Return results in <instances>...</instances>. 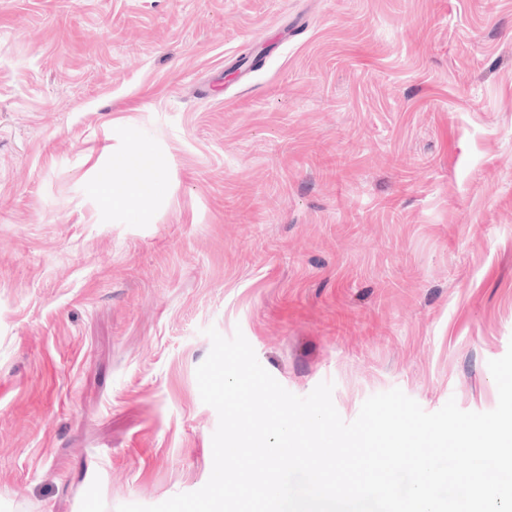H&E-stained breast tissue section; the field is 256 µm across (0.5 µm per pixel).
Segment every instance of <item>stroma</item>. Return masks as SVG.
I'll return each instance as SVG.
<instances>
[{
	"label": "stroma",
	"instance_id": "35a3bbf8",
	"mask_svg": "<svg viewBox=\"0 0 512 512\" xmlns=\"http://www.w3.org/2000/svg\"><path fill=\"white\" fill-rule=\"evenodd\" d=\"M210 327L347 422L496 407L512 0H0V512L202 488ZM148 160V154L145 150L134 149L129 150L125 154L118 157L116 164L123 166L127 175L135 179L140 176L143 165ZM119 173L114 174L112 177V165L103 170L101 174L102 181H106L112 177V197L117 198L120 195H125L126 189L137 188L140 200L147 201L154 193L155 185L145 182V174L135 181L130 180L123 168H115ZM136 183V184H132Z\"/></svg>",
	"mask_w": 512,
	"mask_h": 512
}]
</instances>
